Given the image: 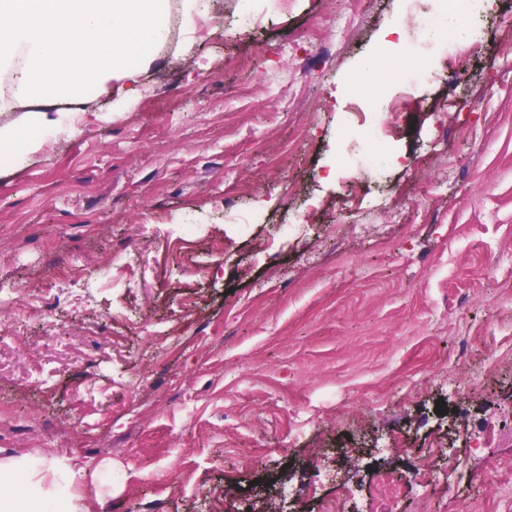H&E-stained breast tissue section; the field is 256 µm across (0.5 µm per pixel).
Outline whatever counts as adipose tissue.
Returning a JSON list of instances; mask_svg holds the SVG:
<instances>
[{"label":"adipose tissue","instance_id":"ef3b65f1","mask_svg":"<svg viewBox=\"0 0 512 512\" xmlns=\"http://www.w3.org/2000/svg\"><path fill=\"white\" fill-rule=\"evenodd\" d=\"M168 0H0V67L12 72L0 112L22 110L19 124L0 126V157L22 164L40 131L56 126L48 111L28 110L40 95L118 84L113 114L140 94L144 66L167 37ZM39 483L0 476V512H46Z\"/></svg>","mask_w":512,"mask_h":512}]
</instances>
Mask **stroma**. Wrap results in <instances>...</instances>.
Returning a JSON list of instances; mask_svg holds the SVG:
<instances>
[{"mask_svg": "<svg viewBox=\"0 0 512 512\" xmlns=\"http://www.w3.org/2000/svg\"><path fill=\"white\" fill-rule=\"evenodd\" d=\"M182 3L140 100L53 99L61 131L0 165V287L53 314L0 300V464L68 476L77 512H246L292 477L284 512H456L404 482L428 456L512 512V440L469 442L512 433V0L465 59L412 24L448 0H211L190 35ZM410 48L467 75L412 90L384 174L339 167L394 92L355 78ZM123 251L151 258L133 288Z\"/></svg>", "mask_w": 512, "mask_h": 512, "instance_id": "1", "label": "stroma"}]
</instances>
